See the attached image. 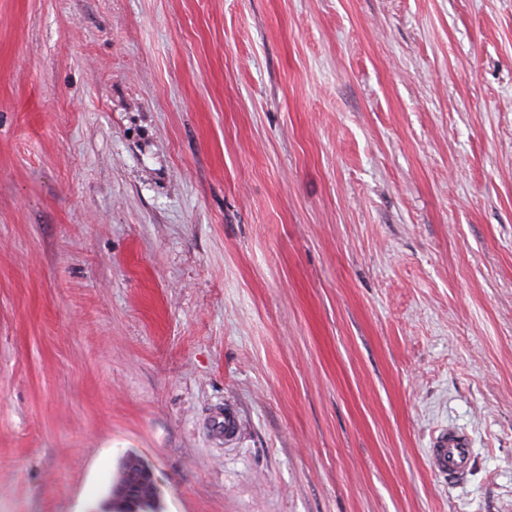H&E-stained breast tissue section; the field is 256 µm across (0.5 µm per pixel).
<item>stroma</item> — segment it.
Returning a JSON list of instances; mask_svg holds the SVG:
<instances>
[{
  "mask_svg": "<svg viewBox=\"0 0 512 512\" xmlns=\"http://www.w3.org/2000/svg\"><path fill=\"white\" fill-rule=\"evenodd\" d=\"M130 458L159 512H512V0H0V512ZM471 462V448L465 439L448 432V438L441 437L432 448H429L431 469L448 480L460 479L465 476Z\"/></svg>",
  "mask_w": 512,
  "mask_h": 512,
  "instance_id": "1",
  "label": "stroma"
}]
</instances>
